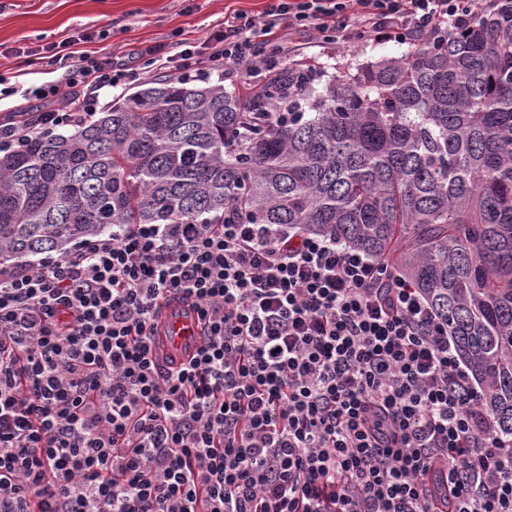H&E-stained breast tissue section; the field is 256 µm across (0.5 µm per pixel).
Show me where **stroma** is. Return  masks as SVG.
Segmentation results:
<instances>
[{"label":"stroma","mask_w":512,"mask_h":512,"mask_svg":"<svg viewBox=\"0 0 512 512\" xmlns=\"http://www.w3.org/2000/svg\"><path fill=\"white\" fill-rule=\"evenodd\" d=\"M264 6L265 0H0V83L13 90L0 99V114L40 107V100L25 95V88L63 82L62 70L34 58L9 55L8 47L73 41L81 52L127 53L143 44L173 42L179 34L204 38L226 14L238 10L255 14ZM85 29L102 32V39L78 42ZM405 50L400 42L377 41L369 35L356 34L346 42L320 35L307 52L281 59L280 64L313 63L334 75L350 60L374 61Z\"/></svg>","instance_id":"35a3bbf8"}]
</instances>
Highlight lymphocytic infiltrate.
<instances>
[{
  "instance_id": "obj_1",
  "label": "lymphocytic infiltrate",
  "mask_w": 512,
  "mask_h": 512,
  "mask_svg": "<svg viewBox=\"0 0 512 512\" xmlns=\"http://www.w3.org/2000/svg\"><path fill=\"white\" fill-rule=\"evenodd\" d=\"M495 0H266L203 40L144 50L187 76L256 78L314 32L377 39L465 27ZM65 69L0 146L90 115L136 80L111 54L18 47ZM204 329L180 364L155 354L162 301ZM0 512H512V438L448 326L396 270L331 234L278 224H125L61 257L0 262Z\"/></svg>"
}]
</instances>
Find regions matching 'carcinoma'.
I'll return each instance as SVG.
<instances>
[{"label": "carcinoma", "instance_id": "carcinoma-1", "mask_svg": "<svg viewBox=\"0 0 512 512\" xmlns=\"http://www.w3.org/2000/svg\"><path fill=\"white\" fill-rule=\"evenodd\" d=\"M160 76L0 151V261L121 224H284L389 263L512 437V11L340 75L239 93Z\"/></svg>", "mask_w": 512, "mask_h": 512}]
</instances>
